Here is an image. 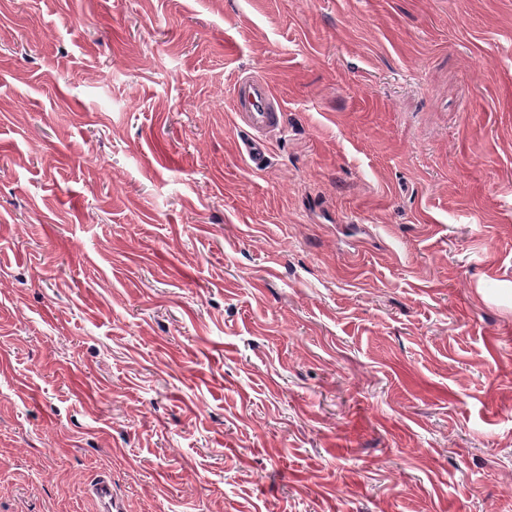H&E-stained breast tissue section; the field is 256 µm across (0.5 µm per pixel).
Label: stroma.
I'll return each instance as SVG.
<instances>
[{"label":"stroma","mask_w":512,"mask_h":512,"mask_svg":"<svg viewBox=\"0 0 512 512\" xmlns=\"http://www.w3.org/2000/svg\"><path fill=\"white\" fill-rule=\"evenodd\" d=\"M104 471L512 512V0H0V512ZM232 110L253 132L245 148L250 159L259 165L266 150L265 135L282 126V104L262 77L244 76L234 83Z\"/></svg>","instance_id":"obj_1"}]
</instances>
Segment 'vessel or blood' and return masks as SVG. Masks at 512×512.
<instances>
[{
    "label": "vessel or blood",
    "mask_w": 512,
    "mask_h": 512,
    "mask_svg": "<svg viewBox=\"0 0 512 512\" xmlns=\"http://www.w3.org/2000/svg\"><path fill=\"white\" fill-rule=\"evenodd\" d=\"M232 110L252 132L245 144L250 159L261 162L266 150V134L282 125L281 102L263 78L244 76L234 83ZM88 493L96 501L98 512H115L109 474H100L90 485Z\"/></svg>",
    "instance_id": "obj_1"
}]
</instances>
